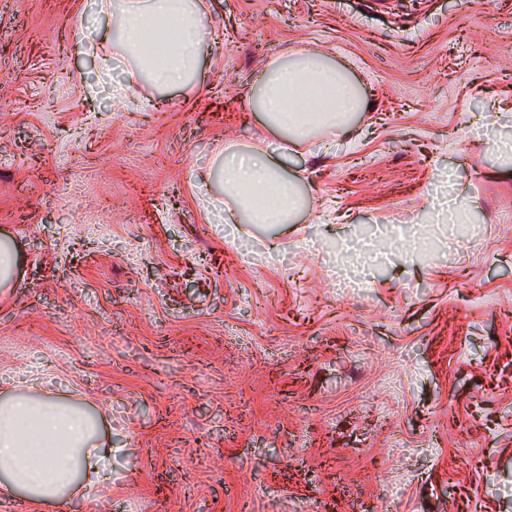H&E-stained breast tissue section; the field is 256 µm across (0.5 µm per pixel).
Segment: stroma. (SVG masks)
I'll use <instances>...</instances> for the list:
<instances>
[{"label": "stroma", "instance_id": "35a3bbf8", "mask_svg": "<svg viewBox=\"0 0 512 512\" xmlns=\"http://www.w3.org/2000/svg\"><path fill=\"white\" fill-rule=\"evenodd\" d=\"M206 3L161 89L95 0H0V393L101 418L112 482L69 512H512V0ZM302 47L367 107L282 165L317 215L229 236L214 148L269 137L257 68ZM19 253L15 243L0 237V288L1 292L12 288L16 279Z\"/></svg>", "mask_w": 512, "mask_h": 512}]
</instances>
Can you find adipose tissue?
Instances as JSON below:
<instances>
[{"label": "adipose tissue", "instance_id": "1", "mask_svg": "<svg viewBox=\"0 0 512 512\" xmlns=\"http://www.w3.org/2000/svg\"><path fill=\"white\" fill-rule=\"evenodd\" d=\"M100 9L115 19L118 43L131 61L130 77H148L164 88L191 82L208 26L203 0H101ZM160 41L167 54L155 67L151 58ZM249 105L268 129L299 145L320 131L348 129L365 99L329 54L308 47L261 63ZM215 157L231 200L225 223L243 216L253 224H287L309 207L301 191L305 175L286 177L270 161L266 142L245 152L228 142ZM111 481V455L103 448L98 416L52 397L39 380L29 391L0 399L1 490L22 492L45 512H60L75 486L91 492Z\"/></svg>", "mask_w": 512, "mask_h": 512}]
</instances>
